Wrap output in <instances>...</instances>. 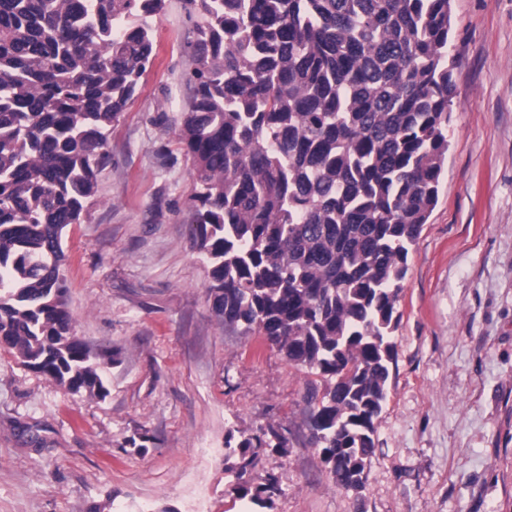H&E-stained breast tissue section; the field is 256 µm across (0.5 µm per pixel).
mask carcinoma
I'll return each mask as SVG.
<instances>
[{
    "label": "carcinoma",
    "mask_w": 512,
    "mask_h": 512,
    "mask_svg": "<svg viewBox=\"0 0 512 512\" xmlns=\"http://www.w3.org/2000/svg\"><path fill=\"white\" fill-rule=\"evenodd\" d=\"M452 2L184 0L198 22L178 143L212 310L304 370L312 441L345 490L367 478L409 252L438 200ZM163 6L0 0V345L99 398L112 351L74 333L63 242ZM256 466L245 439L238 477ZM276 491L270 475L232 487L254 504Z\"/></svg>",
    "instance_id": "cac0c4a2"
}]
</instances>
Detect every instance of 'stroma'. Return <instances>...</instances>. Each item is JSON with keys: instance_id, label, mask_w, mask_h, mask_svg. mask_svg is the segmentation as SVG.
Returning a JSON list of instances; mask_svg holds the SVG:
<instances>
[{"instance_id": "35a3bbf8", "label": "stroma", "mask_w": 512, "mask_h": 512, "mask_svg": "<svg viewBox=\"0 0 512 512\" xmlns=\"http://www.w3.org/2000/svg\"><path fill=\"white\" fill-rule=\"evenodd\" d=\"M454 98L438 202L410 250L396 362L360 490L335 486L305 421L306 376L220 323L177 144L194 24L154 21L158 55L108 133L64 240L74 330L112 352L108 394L73 393L0 348V512H512V0H453ZM273 428L237 498L240 441ZM263 482L257 484L254 488L247 482L237 483L233 486V493L240 499H245L249 496V499L254 504H263L266 499L271 497L277 491L275 479L268 475L265 478H261ZM263 494L267 495V498L262 497Z\"/></svg>"}]
</instances>
